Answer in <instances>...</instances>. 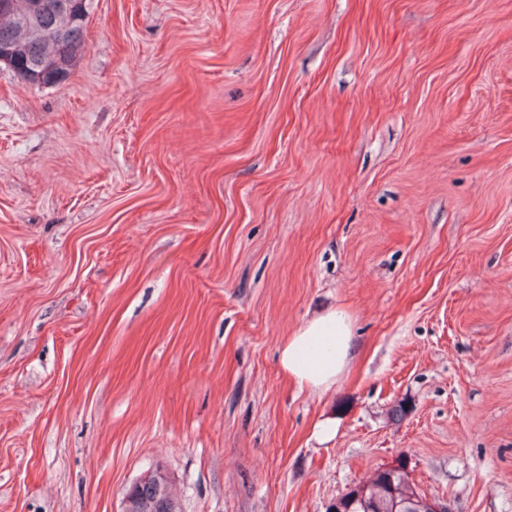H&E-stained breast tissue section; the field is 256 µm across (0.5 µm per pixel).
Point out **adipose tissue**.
I'll return each mask as SVG.
<instances>
[{
	"instance_id": "adipose-tissue-1",
	"label": "adipose tissue",
	"mask_w": 512,
	"mask_h": 512,
	"mask_svg": "<svg viewBox=\"0 0 512 512\" xmlns=\"http://www.w3.org/2000/svg\"><path fill=\"white\" fill-rule=\"evenodd\" d=\"M351 336L346 312L336 308L319 312L282 344L278 354L280 369L299 387L328 390L349 362Z\"/></svg>"
}]
</instances>
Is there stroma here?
Listing matches in <instances>:
<instances>
[{"label":"stroma","instance_id":"stroma-1","mask_svg":"<svg viewBox=\"0 0 512 512\" xmlns=\"http://www.w3.org/2000/svg\"><path fill=\"white\" fill-rule=\"evenodd\" d=\"M85 42L0 65V512L155 467L182 512H328L401 460L512 512V0H91ZM334 306L349 364L298 389ZM351 321L343 310L321 311L280 347L281 371L299 387L326 391L341 376L352 354Z\"/></svg>","mask_w":512,"mask_h":512}]
</instances>
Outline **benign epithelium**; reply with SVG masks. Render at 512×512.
Here are the masks:
<instances>
[{
    "mask_svg": "<svg viewBox=\"0 0 512 512\" xmlns=\"http://www.w3.org/2000/svg\"><path fill=\"white\" fill-rule=\"evenodd\" d=\"M47 10L65 14L73 21H83L88 17L87 0H0L1 15L23 20L22 24L16 26L15 40L0 45V63L11 64L20 44L39 40L42 53L35 66L36 75L21 71L18 76L25 81L32 79L44 87H54L66 82L70 73L55 54L57 34L46 33L35 23L36 16Z\"/></svg>",
    "mask_w": 512,
    "mask_h": 512,
    "instance_id": "benign-epithelium-1",
    "label": "benign epithelium"
}]
</instances>
